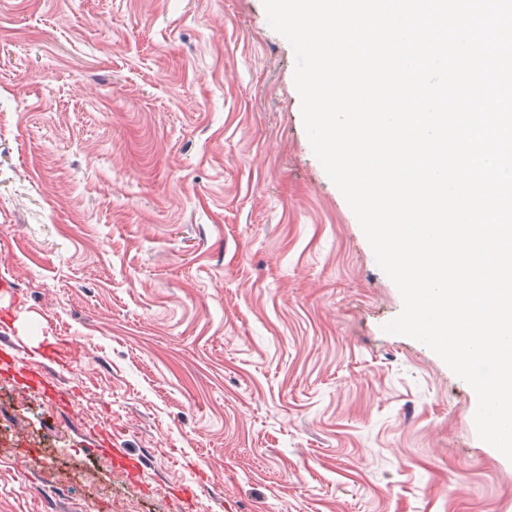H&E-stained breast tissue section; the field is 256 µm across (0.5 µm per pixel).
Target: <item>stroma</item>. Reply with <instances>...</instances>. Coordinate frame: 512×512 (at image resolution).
Returning <instances> with one entry per match:
<instances>
[{
	"instance_id": "1",
	"label": "stroma",
	"mask_w": 512,
	"mask_h": 512,
	"mask_svg": "<svg viewBox=\"0 0 512 512\" xmlns=\"http://www.w3.org/2000/svg\"><path fill=\"white\" fill-rule=\"evenodd\" d=\"M294 67L262 0H0V512H512ZM78 354V350L64 340L55 343H44L41 356L57 363H68Z\"/></svg>"
}]
</instances>
